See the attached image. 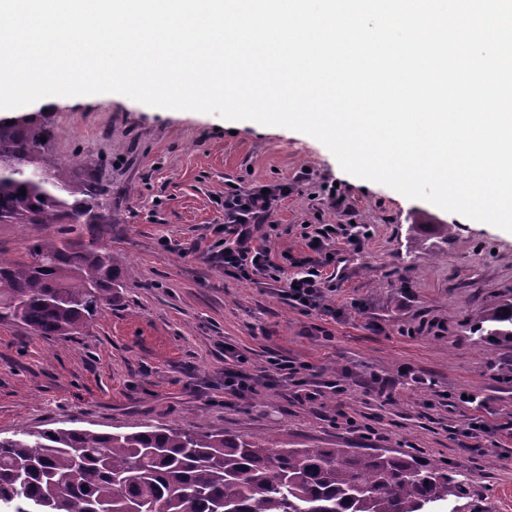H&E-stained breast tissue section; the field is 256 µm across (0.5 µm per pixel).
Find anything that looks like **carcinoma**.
<instances>
[{
	"mask_svg": "<svg viewBox=\"0 0 512 512\" xmlns=\"http://www.w3.org/2000/svg\"><path fill=\"white\" fill-rule=\"evenodd\" d=\"M50 132L0 121V223L82 224L88 239L48 233L28 257L0 254V321L76 336L120 287L99 243L106 190L46 156ZM479 339L512 340V302L482 315ZM468 477L417 456L278 448L203 425L76 427L0 438V512H436Z\"/></svg>",
	"mask_w": 512,
	"mask_h": 512,
	"instance_id": "cac0c4a2",
	"label": "carcinoma"
}]
</instances>
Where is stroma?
Here are the masks:
<instances>
[{
	"label": "stroma",
	"instance_id": "35a3bbf8",
	"mask_svg": "<svg viewBox=\"0 0 512 512\" xmlns=\"http://www.w3.org/2000/svg\"><path fill=\"white\" fill-rule=\"evenodd\" d=\"M13 115L49 130L48 157L75 179L107 187L101 242L122 286L73 337L0 322V437L70 420L102 432L200 423L293 448L413 454L473 474L463 512H512V341L470 333L512 299V233L352 176L321 142L284 127L119 94ZM279 184L291 191L257 239L274 256L306 253L317 224L365 230L360 247H331L325 311L292 307L282 282L232 277L206 259L225 191ZM228 347L248 374L274 359L311 364L317 401L261 384L230 395ZM334 379L340 390L328 388ZM463 392L473 404L459 402ZM474 418L493 433L471 434Z\"/></svg>",
	"mask_w": 512,
	"mask_h": 512
}]
</instances>
